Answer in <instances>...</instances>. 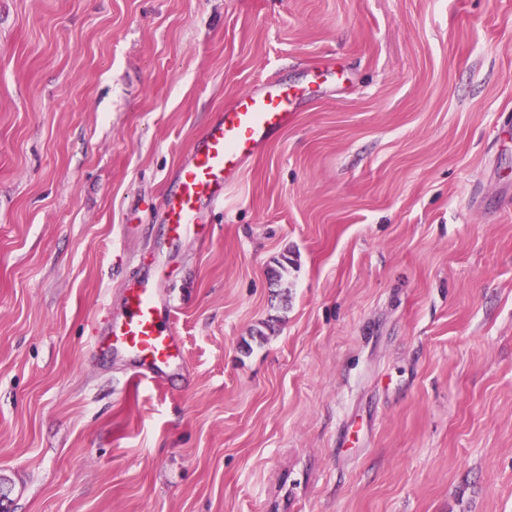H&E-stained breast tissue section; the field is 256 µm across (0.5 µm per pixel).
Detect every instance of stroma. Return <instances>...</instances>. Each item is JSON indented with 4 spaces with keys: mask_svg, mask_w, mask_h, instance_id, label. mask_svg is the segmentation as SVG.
Returning <instances> with one entry per match:
<instances>
[{
    "mask_svg": "<svg viewBox=\"0 0 512 512\" xmlns=\"http://www.w3.org/2000/svg\"><path fill=\"white\" fill-rule=\"evenodd\" d=\"M336 70L168 242L175 170ZM154 268L167 384L93 348ZM8 512H512V0H0Z\"/></svg>",
    "mask_w": 512,
    "mask_h": 512,
    "instance_id": "obj_1",
    "label": "stroma"
}]
</instances>
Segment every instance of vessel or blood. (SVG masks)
<instances>
[{
  "label": "vessel or blood",
  "mask_w": 512,
  "mask_h": 512,
  "mask_svg": "<svg viewBox=\"0 0 512 512\" xmlns=\"http://www.w3.org/2000/svg\"><path fill=\"white\" fill-rule=\"evenodd\" d=\"M329 75V69L314 68L311 81L298 93L278 82L266 83L242 93L215 116L166 195L164 223L170 238L196 233L203 203L223 202L224 190L242 163L272 132L287 127L300 100L316 93ZM94 333L105 337L109 351L130 358L139 378L164 375L181 356L174 307L147 275L127 287L123 310L108 315Z\"/></svg>",
  "instance_id": "1"
}]
</instances>
